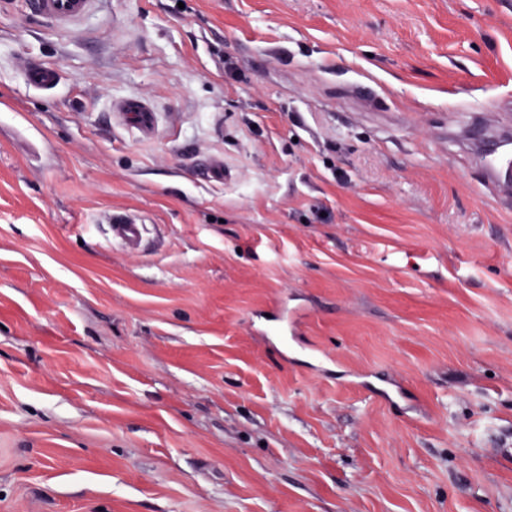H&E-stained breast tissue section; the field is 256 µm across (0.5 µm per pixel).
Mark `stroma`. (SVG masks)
<instances>
[{"instance_id": "35a3bbf8", "label": "stroma", "mask_w": 512, "mask_h": 512, "mask_svg": "<svg viewBox=\"0 0 512 512\" xmlns=\"http://www.w3.org/2000/svg\"><path fill=\"white\" fill-rule=\"evenodd\" d=\"M2 99L0 512H512V0H15ZM27 14L40 26L69 32L98 8L100 0H25ZM60 67L50 64H42L29 67L25 71L24 80L27 86L45 92H51L57 88L61 81ZM112 112L121 117L147 140L158 138L161 127L151 103L139 94H129L112 104ZM110 231L113 245L125 250H136L144 239L146 225L136 219L115 217L111 220Z\"/></svg>"}]
</instances>
